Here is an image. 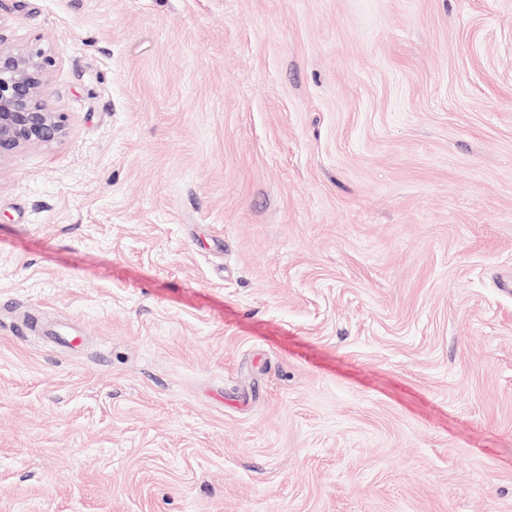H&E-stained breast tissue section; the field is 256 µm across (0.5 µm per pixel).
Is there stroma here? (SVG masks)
Listing matches in <instances>:
<instances>
[{
    "label": "stroma",
    "instance_id": "1",
    "mask_svg": "<svg viewBox=\"0 0 512 512\" xmlns=\"http://www.w3.org/2000/svg\"><path fill=\"white\" fill-rule=\"evenodd\" d=\"M0 512H512V0H0ZM54 60L37 44L6 46L0 39V158L66 135L67 117L47 104Z\"/></svg>",
    "mask_w": 512,
    "mask_h": 512
}]
</instances>
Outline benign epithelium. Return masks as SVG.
Segmentation results:
<instances>
[{"instance_id":"7a95c632","label":"benign epithelium","mask_w":512,"mask_h":512,"mask_svg":"<svg viewBox=\"0 0 512 512\" xmlns=\"http://www.w3.org/2000/svg\"><path fill=\"white\" fill-rule=\"evenodd\" d=\"M54 60L36 44L0 41V158L66 135L67 117L47 104Z\"/></svg>"}]
</instances>
